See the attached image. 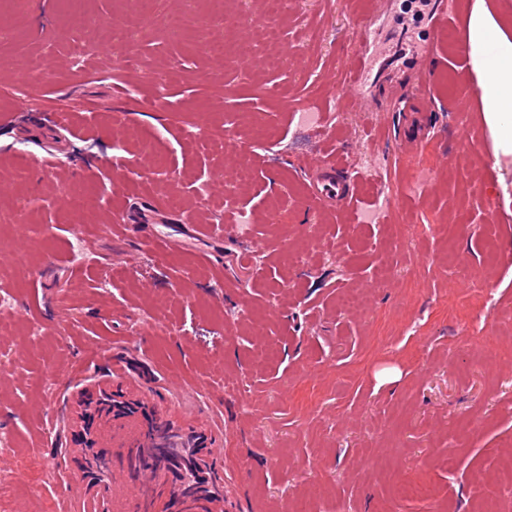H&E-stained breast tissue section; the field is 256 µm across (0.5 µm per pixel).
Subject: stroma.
<instances>
[{
    "label": "stroma",
    "mask_w": 512,
    "mask_h": 512,
    "mask_svg": "<svg viewBox=\"0 0 512 512\" xmlns=\"http://www.w3.org/2000/svg\"><path fill=\"white\" fill-rule=\"evenodd\" d=\"M271 8L0 0V88L50 67L0 99V476L16 486L0 512H91L69 493L72 432L101 388L224 449V512L512 503V160L456 52L468 0L418 18L405 0H288L269 30ZM437 9L456 46L431 55ZM137 10L115 69L112 33ZM370 12L382 54L360 100L346 88ZM220 39L252 47L226 59ZM421 73L415 153L400 102ZM331 156L357 183L334 212L310 177ZM148 196L215 237L164 249L145 244L159 225L111 228Z\"/></svg>",
    "instance_id": "obj_1"
}]
</instances>
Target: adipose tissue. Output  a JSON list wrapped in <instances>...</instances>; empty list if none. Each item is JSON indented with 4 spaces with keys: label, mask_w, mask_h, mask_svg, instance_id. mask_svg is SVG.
<instances>
[{
    "label": "adipose tissue",
    "mask_w": 512,
    "mask_h": 512,
    "mask_svg": "<svg viewBox=\"0 0 512 512\" xmlns=\"http://www.w3.org/2000/svg\"><path fill=\"white\" fill-rule=\"evenodd\" d=\"M493 0H472L467 47L496 155L512 159V35L495 18Z\"/></svg>",
    "instance_id": "obj_1"
}]
</instances>
